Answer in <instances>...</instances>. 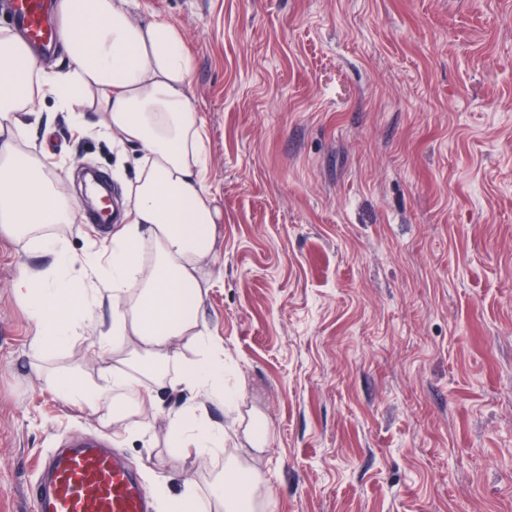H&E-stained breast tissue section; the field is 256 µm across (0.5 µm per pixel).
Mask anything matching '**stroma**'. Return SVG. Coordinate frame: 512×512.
<instances>
[{"instance_id": "stroma-1", "label": "stroma", "mask_w": 512, "mask_h": 512, "mask_svg": "<svg viewBox=\"0 0 512 512\" xmlns=\"http://www.w3.org/2000/svg\"><path fill=\"white\" fill-rule=\"evenodd\" d=\"M182 31L220 212L201 261L199 327L240 389L207 404L224 444L177 447L169 391L147 433L65 402L136 362L82 338L35 353L13 292L51 258L0 231V512H32L36 463L72 434L114 440L155 502L209 489L226 464L259 469L268 512H512V0H135ZM49 180L74 198L101 169L119 207L133 147L75 128L52 100ZM114 225L74 208V257ZM263 424L262 451L248 430Z\"/></svg>"}]
</instances>
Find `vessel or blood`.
<instances>
[{
  "label": "vessel or blood",
  "mask_w": 512,
  "mask_h": 512,
  "mask_svg": "<svg viewBox=\"0 0 512 512\" xmlns=\"http://www.w3.org/2000/svg\"><path fill=\"white\" fill-rule=\"evenodd\" d=\"M13 21L37 49L51 50L59 34L45 0H11ZM31 495L35 512H155L136 466L95 439L55 449L40 465Z\"/></svg>",
  "instance_id": "vessel-or-blood-1"
}]
</instances>
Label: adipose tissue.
I'll return each mask as SVG.
<instances>
[{"mask_svg": "<svg viewBox=\"0 0 512 512\" xmlns=\"http://www.w3.org/2000/svg\"><path fill=\"white\" fill-rule=\"evenodd\" d=\"M126 2L57 0L70 57L63 71L37 67L29 46L0 28V228L54 258L38 271L21 268L13 282L36 323L32 351L79 338L106 295L112 326L99 330L95 355L103 358L129 346L146 360L178 369L176 378L159 374L148 385L132 375H114L100 384L65 375L55 382L60 397L94 410L111 392L132 394L139 407L132 428L143 433L157 407L156 389L189 392L188 402L171 414L170 427L177 444L202 457L221 440L205 417V399H236L224 390V354L198 322L199 264L214 250L218 213L205 185L202 120L188 94L193 67L180 30L158 16L136 20ZM47 99L79 128L86 125V113H97L99 134L117 147L139 149L128 222L113 235L109 253L83 255L84 279L77 284L66 274L74 259L65 237L44 231L68 221L64 194L44 180L42 160L15 146L37 103ZM145 240L153 246L148 258L134 251ZM186 341L196 347V359H183L180 348ZM265 483L259 471L235 464L216 476L211 491L225 512H264L267 503L259 491Z\"/></svg>", "mask_w": 512, "mask_h": 512, "instance_id": "1", "label": "adipose tissue"}]
</instances>
